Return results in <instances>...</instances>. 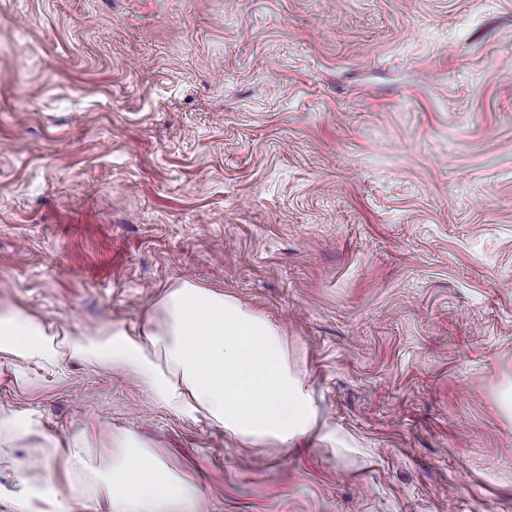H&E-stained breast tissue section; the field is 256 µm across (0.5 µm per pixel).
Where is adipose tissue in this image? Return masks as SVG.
Wrapping results in <instances>:
<instances>
[{
	"instance_id": "adipose-tissue-1",
	"label": "adipose tissue",
	"mask_w": 512,
	"mask_h": 512,
	"mask_svg": "<svg viewBox=\"0 0 512 512\" xmlns=\"http://www.w3.org/2000/svg\"><path fill=\"white\" fill-rule=\"evenodd\" d=\"M156 317L141 329L115 323L71 333L0 303V360L20 368L64 375L77 361L93 373H117L141 384L150 400L182 421L204 423L244 446L283 452L313 437L335 443L336 429L312 387L288 365V341L264 315L222 292L181 281L158 298ZM42 433L46 447H64L71 473L98 484L102 499H59L53 470L42 459L16 474L22 492L15 512H206L191 481L157 459L133 431L105 429L117 453L104 462L90 433L58 436L31 415L0 407V443ZM42 471L30 489L29 471Z\"/></svg>"
}]
</instances>
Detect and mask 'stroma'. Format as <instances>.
I'll list each match as a JSON object with an SVG mask.
<instances>
[{
	"mask_svg": "<svg viewBox=\"0 0 512 512\" xmlns=\"http://www.w3.org/2000/svg\"><path fill=\"white\" fill-rule=\"evenodd\" d=\"M189 280L278 324L353 451L242 448L120 375L0 406L128 428L209 512H512V0H0V301L133 327ZM33 435L0 450V512Z\"/></svg>",
	"mask_w": 512,
	"mask_h": 512,
	"instance_id": "stroma-1",
	"label": "stroma"
}]
</instances>
